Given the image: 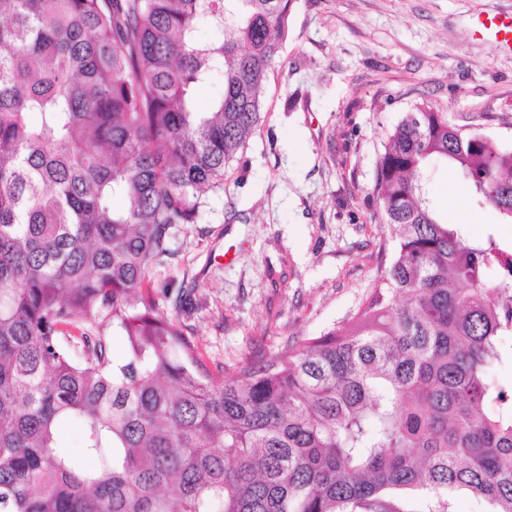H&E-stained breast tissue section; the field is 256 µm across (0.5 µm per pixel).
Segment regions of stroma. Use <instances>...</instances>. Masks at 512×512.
<instances>
[{
    "mask_svg": "<svg viewBox=\"0 0 512 512\" xmlns=\"http://www.w3.org/2000/svg\"><path fill=\"white\" fill-rule=\"evenodd\" d=\"M512 0H293L262 120L200 224L171 230L150 274L158 314L170 285L212 372L260 360L351 319L390 265L395 236L373 189L404 112L427 105L512 149V52L477 31ZM432 207L464 215L470 240L512 243V224L466 179L429 165Z\"/></svg>",
    "mask_w": 512,
    "mask_h": 512,
    "instance_id": "obj_1",
    "label": "stroma"
}]
</instances>
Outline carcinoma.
Returning a JSON list of instances; mask_svg holds the SVG:
<instances>
[{
	"mask_svg": "<svg viewBox=\"0 0 512 512\" xmlns=\"http://www.w3.org/2000/svg\"><path fill=\"white\" fill-rule=\"evenodd\" d=\"M291 5L0 0V512H451L461 491L512 512V383L491 378L512 245L467 241L423 181L444 159L512 221V150L405 113L374 188L393 259L344 326L216 379L179 319L193 289L155 312L150 271L224 191Z\"/></svg>",
	"mask_w": 512,
	"mask_h": 512,
	"instance_id": "cac0c4a2",
	"label": "carcinoma"
}]
</instances>
